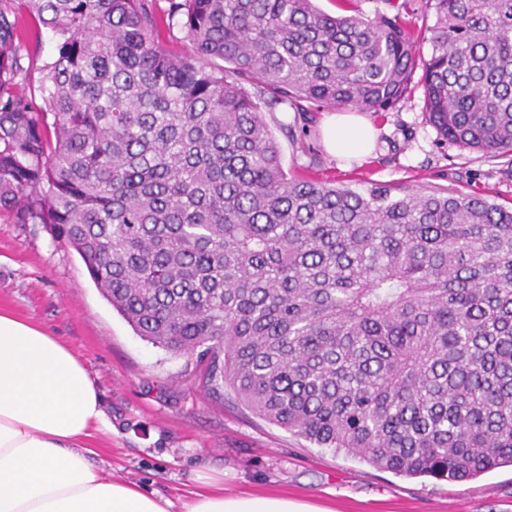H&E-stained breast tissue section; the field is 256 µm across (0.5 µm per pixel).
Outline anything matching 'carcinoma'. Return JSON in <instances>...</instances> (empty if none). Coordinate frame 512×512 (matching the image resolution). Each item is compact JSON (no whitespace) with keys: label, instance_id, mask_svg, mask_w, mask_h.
I'll list each match as a JSON object with an SVG mask.
<instances>
[{"label":"carcinoma","instance_id":"cac0c4a2","mask_svg":"<svg viewBox=\"0 0 512 512\" xmlns=\"http://www.w3.org/2000/svg\"><path fill=\"white\" fill-rule=\"evenodd\" d=\"M340 2L0 0V218L259 418L469 480L512 466V207L295 176L264 112H386L419 70L442 140L512 161V0H419L428 38L410 0Z\"/></svg>","mask_w":512,"mask_h":512}]
</instances>
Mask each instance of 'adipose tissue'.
I'll return each mask as SVG.
<instances>
[{"mask_svg":"<svg viewBox=\"0 0 512 512\" xmlns=\"http://www.w3.org/2000/svg\"><path fill=\"white\" fill-rule=\"evenodd\" d=\"M326 149L341 158L368 155L377 132L355 112L323 122ZM99 392L83 363L40 327L0 312V512H169L155 492L112 480L86 440L104 424ZM184 512H320L272 496L194 492Z\"/></svg>","mask_w":512,"mask_h":512,"instance_id":"ef3b65f1","label":"adipose tissue"}]
</instances>
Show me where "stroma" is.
Wrapping results in <instances>:
<instances>
[{
    "instance_id": "35a3bbf8",
    "label": "stroma",
    "mask_w": 512,
    "mask_h": 512,
    "mask_svg": "<svg viewBox=\"0 0 512 512\" xmlns=\"http://www.w3.org/2000/svg\"><path fill=\"white\" fill-rule=\"evenodd\" d=\"M328 113L318 107L303 119L287 105L266 113L288 171L357 190L377 182L479 191L512 206V164L439 138L420 85L389 111L368 113L378 139L361 160L326 150ZM0 310L38 324L86 366L109 423L92 440L95 464L174 505L206 476L228 495H279L327 512H512L511 466L461 482L399 476L269 424L223 382L204 385L196 357L137 336L79 254L43 225L0 222Z\"/></svg>"
}]
</instances>
